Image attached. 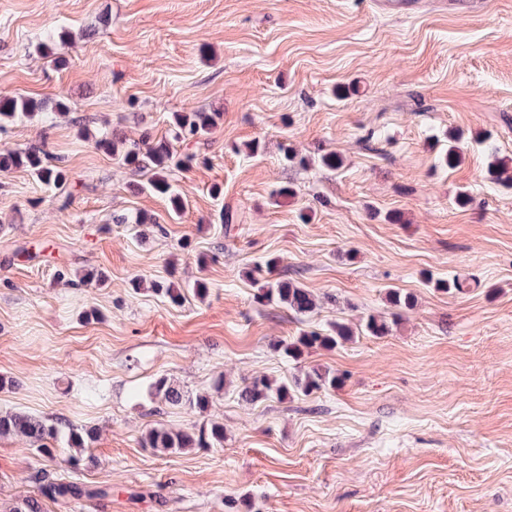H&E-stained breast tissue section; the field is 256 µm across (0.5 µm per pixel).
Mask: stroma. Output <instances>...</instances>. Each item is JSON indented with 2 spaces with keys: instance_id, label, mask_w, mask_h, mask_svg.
Masks as SVG:
<instances>
[{
  "instance_id": "1",
  "label": "stroma",
  "mask_w": 512,
  "mask_h": 512,
  "mask_svg": "<svg viewBox=\"0 0 512 512\" xmlns=\"http://www.w3.org/2000/svg\"><path fill=\"white\" fill-rule=\"evenodd\" d=\"M61 35L58 69L37 47ZM59 94L67 114L0 131V147L46 140L74 182L65 206L26 171L0 175V411L96 428L58 473L112 493L44 512H512V185L488 174L491 154L512 159V0L407 16L370 0H0V100ZM175 112L223 118L171 175L185 198L174 219L146 173L94 139H167ZM285 186L293 196L274 199ZM275 256L317 297L313 313L256 302ZM92 269L104 287L72 285ZM454 278L461 289L434 286ZM155 280L183 286V302L152 293ZM391 288L416 306L389 335L299 364L272 350L391 319ZM316 365L342 384L238 397L243 379ZM161 375L211 406L159 407L147 389ZM92 386L101 396L85 401ZM208 420L223 446L141 444L150 428ZM43 465L24 438L0 437V512L37 495Z\"/></svg>"
}]
</instances>
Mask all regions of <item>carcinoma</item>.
Listing matches in <instances>:
<instances>
[{"mask_svg": "<svg viewBox=\"0 0 512 512\" xmlns=\"http://www.w3.org/2000/svg\"><path fill=\"white\" fill-rule=\"evenodd\" d=\"M47 109V101L20 97L0 102V130L3 123L21 117H33ZM218 112L174 113L172 118V138L181 142L199 140L210 133L218 124ZM97 149L112 156L117 163L131 166L150 174L148 188L159 194L169 196L171 210L179 213L184 207L183 197L169 181V175L175 169H186L198 160V155L186 153L179 155L172 151L171 143L165 139L150 140L149 135L139 142L126 144L118 134L111 132L95 140ZM23 169L37 177L47 186L63 189L68 181V172L60 158L46 149L44 141L29 144L23 149L0 151V173ZM151 289L155 294L168 298L173 303L182 300V289L175 287L172 281H154ZM390 303L402 310L414 305V297L398 289L388 292ZM255 299L260 304H274L285 307L299 315L315 311L317 301L311 291L290 280L267 279L258 286ZM388 324L374 316H368L360 328L367 336L381 337L388 333ZM355 336L353 328L345 323H336L325 332L303 331L289 340H279L272 344L274 351L293 361H299L312 349L332 350L336 346L351 341ZM339 383L336 374L322 367H313L289 381H276L266 377H255L244 383L238 390L240 399L249 403L264 402L272 397L284 399L295 392L309 394L323 388H334ZM152 394L168 407H180L188 398L180 388L165 375L152 384ZM20 435L35 447V451L52 462L57 459L56 449L48 447L50 443L63 441L69 448H87L96 439L95 429L78 426L61 419H38L22 412H0V436ZM224 443V424L210 420L190 430L173 431L153 428L144 437V444L156 451H174L184 448H214ZM40 494L52 501L59 499L106 497L112 487L87 486L66 481L51 469L38 471Z\"/></svg>", "mask_w": 512, "mask_h": 512, "instance_id": "1", "label": "carcinoma"}]
</instances>
